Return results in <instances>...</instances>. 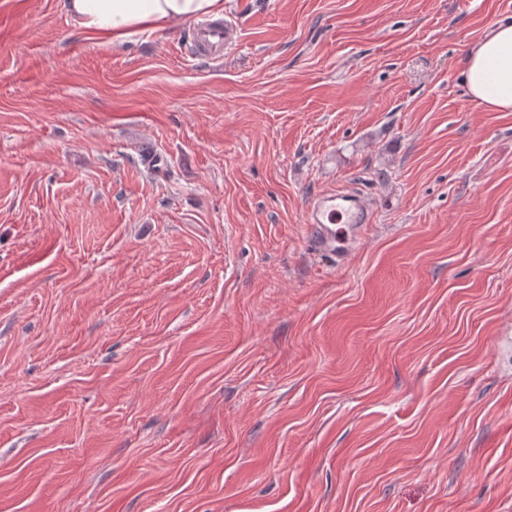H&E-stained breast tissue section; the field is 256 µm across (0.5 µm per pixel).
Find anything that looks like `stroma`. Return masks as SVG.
<instances>
[{"label": "stroma", "instance_id": "obj_1", "mask_svg": "<svg viewBox=\"0 0 512 512\" xmlns=\"http://www.w3.org/2000/svg\"><path fill=\"white\" fill-rule=\"evenodd\" d=\"M512 0H0V512H512ZM361 189L344 269L306 206ZM65 7L81 31L112 43L178 22L224 16V0H66ZM233 28L222 20L207 22L193 29L192 52L214 61L224 57V45L231 42ZM463 76L471 100L492 112H512V21L493 23L470 45Z\"/></svg>", "mask_w": 512, "mask_h": 512}]
</instances>
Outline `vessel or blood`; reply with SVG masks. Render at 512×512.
I'll list each match as a JSON object with an SVG mask.
<instances>
[{
    "mask_svg": "<svg viewBox=\"0 0 512 512\" xmlns=\"http://www.w3.org/2000/svg\"><path fill=\"white\" fill-rule=\"evenodd\" d=\"M232 38L233 29L224 21L202 24L193 30L192 52L210 61L222 59ZM373 217V208L356 193H324L312 199L306 209L310 244L321 254L343 261L358 247Z\"/></svg>",
    "mask_w": 512,
    "mask_h": 512,
    "instance_id": "vessel-or-blood-1",
    "label": "vessel or blood"
}]
</instances>
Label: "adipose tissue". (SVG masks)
<instances>
[{
    "label": "adipose tissue",
    "mask_w": 512,
    "mask_h": 512,
    "mask_svg": "<svg viewBox=\"0 0 512 512\" xmlns=\"http://www.w3.org/2000/svg\"><path fill=\"white\" fill-rule=\"evenodd\" d=\"M65 7L85 34L112 42L224 14V0H66ZM463 76L471 100L493 112H512V21L493 23L470 45Z\"/></svg>",
    "instance_id": "obj_1"
}]
</instances>
